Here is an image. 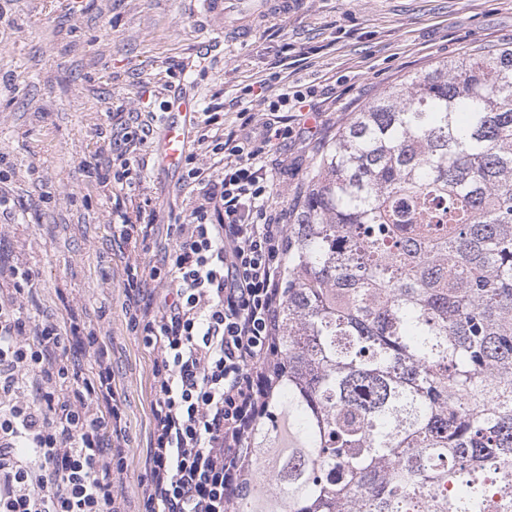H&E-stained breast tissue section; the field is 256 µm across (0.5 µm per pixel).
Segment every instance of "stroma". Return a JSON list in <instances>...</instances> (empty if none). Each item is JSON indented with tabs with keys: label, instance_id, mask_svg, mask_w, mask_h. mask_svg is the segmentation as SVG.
<instances>
[{
	"label": "stroma",
	"instance_id": "stroma-1",
	"mask_svg": "<svg viewBox=\"0 0 512 512\" xmlns=\"http://www.w3.org/2000/svg\"><path fill=\"white\" fill-rule=\"evenodd\" d=\"M199 0H0V265L31 269L23 314L77 317L107 337L127 418L123 487L138 508L146 473L154 355L129 331L124 288L129 245L121 217L151 216L144 246L160 261L168 224L198 195L155 166V136L138 145L126 178L112 150L143 123L159 127L174 91L195 97L188 157L212 169L210 137L237 120L243 87L267 95L315 86L320 131H298L269 164L276 201L293 208L312 163L352 115L386 86L478 47L512 41V0H305L244 40L224 41Z\"/></svg>",
	"mask_w": 512,
	"mask_h": 512
}]
</instances>
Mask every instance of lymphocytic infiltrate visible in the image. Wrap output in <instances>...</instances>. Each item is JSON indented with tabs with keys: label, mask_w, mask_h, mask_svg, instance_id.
Returning a JSON list of instances; mask_svg holds the SVG:
<instances>
[{
	"label": "lymphocytic infiltrate",
	"mask_w": 512,
	"mask_h": 512,
	"mask_svg": "<svg viewBox=\"0 0 512 512\" xmlns=\"http://www.w3.org/2000/svg\"><path fill=\"white\" fill-rule=\"evenodd\" d=\"M306 87L263 98L264 118L213 142L222 171L189 168L199 185L161 264L129 256L127 325L154 354L149 465L141 512H229L252 436L286 374L278 354L288 212L275 200L273 141ZM93 356L82 376L71 345ZM70 395H60L66 381ZM125 428L103 339L78 323H33L0 296V512H125Z\"/></svg>",
	"instance_id": "obj_1"
}]
</instances>
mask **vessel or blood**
Returning a JSON list of instances; mask_svg holds the SVG:
<instances>
[{"label": "vessel or blood", "mask_w": 512, "mask_h": 512, "mask_svg": "<svg viewBox=\"0 0 512 512\" xmlns=\"http://www.w3.org/2000/svg\"><path fill=\"white\" fill-rule=\"evenodd\" d=\"M205 14L217 22V31L229 39L250 35L256 24L270 15H285L298 10L303 0H200ZM199 115L197 103L188 97L171 95L157 140L155 163L175 172L181 167L189 133Z\"/></svg>", "instance_id": "b4317fda"}]
</instances>
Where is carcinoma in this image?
<instances>
[{
	"instance_id": "cac0c4a2",
	"label": "carcinoma",
	"mask_w": 512,
	"mask_h": 512,
	"mask_svg": "<svg viewBox=\"0 0 512 512\" xmlns=\"http://www.w3.org/2000/svg\"><path fill=\"white\" fill-rule=\"evenodd\" d=\"M286 264L288 373L231 512H512V44L353 113Z\"/></svg>"
}]
</instances>
